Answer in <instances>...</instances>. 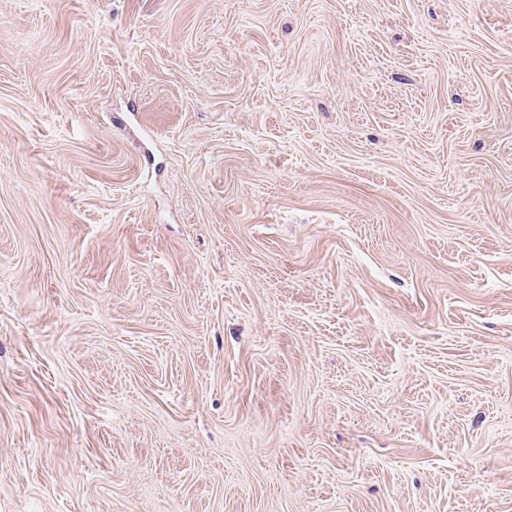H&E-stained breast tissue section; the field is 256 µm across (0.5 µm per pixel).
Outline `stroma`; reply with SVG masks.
Returning a JSON list of instances; mask_svg holds the SVG:
<instances>
[{"instance_id":"35a3bbf8","label":"stroma","mask_w":512,"mask_h":512,"mask_svg":"<svg viewBox=\"0 0 512 512\" xmlns=\"http://www.w3.org/2000/svg\"><path fill=\"white\" fill-rule=\"evenodd\" d=\"M0 512H512V0H0Z\"/></svg>"}]
</instances>
